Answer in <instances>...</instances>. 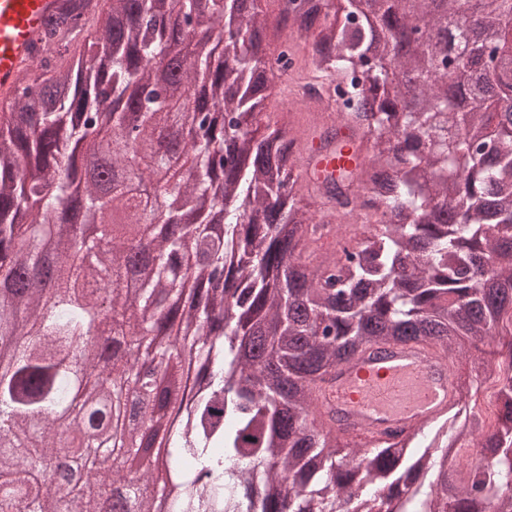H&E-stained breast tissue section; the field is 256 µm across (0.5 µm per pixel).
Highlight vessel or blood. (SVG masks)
<instances>
[{
  "mask_svg": "<svg viewBox=\"0 0 512 512\" xmlns=\"http://www.w3.org/2000/svg\"><path fill=\"white\" fill-rule=\"evenodd\" d=\"M65 0H0V90H14L18 72L35 56L47 20ZM350 149L313 154L311 166L335 171L354 164ZM458 398L452 362L420 342L377 346L337 367L318 382L314 399L320 418L370 449L387 435L431 423Z\"/></svg>",
  "mask_w": 512,
  "mask_h": 512,
  "instance_id": "1",
  "label": "vessel or blood"
}]
</instances>
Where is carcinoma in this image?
<instances>
[{
    "mask_svg": "<svg viewBox=\"0 0 512 512\" xmlns=\"http://www.w3.org/2000/svg\"><path fill=\"white\" fill-rule=\"evenodd\" d=\"M76 0L0 101V512H512V112L455 101L448 41L402 39L430 0ZM498 72L512 10L478 20ZM311 53L337 117L310 127L358 163L305 171V139L260 133L288 53ZM416 76L406 111L400 76ZM159 175L133 224L107 219ZM315 200L313 211L304 197ZM80 205L95 239L77 241ZM363 227L314 264L302 242ZM462 342L498 362L496 424L455 407L372 449L315 418L313 387L362 348ZM198 368L192 396L160 387ZM157 404L125 424L129 400ZM179 405L165 455L128 465ZM473 444L484 464L461 469Z\"/></svg>",
    "mask_w": 512,
    "mask_h": 512,
    "instance_id": "1",
    "label": "carcinoma"
}]
</instances>
